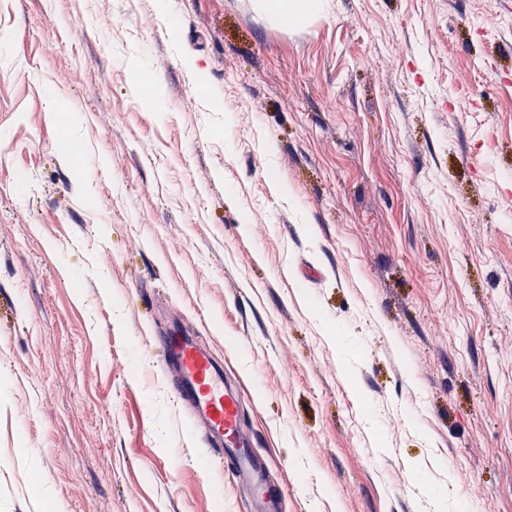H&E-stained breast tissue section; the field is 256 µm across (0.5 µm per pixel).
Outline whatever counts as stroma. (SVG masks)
I'll use <instances>...</instances> for the list:
<instances>
[{"instance_id":"obj_1","label":"stroma","mask_w":512,"mask_h":512,"mask_svg":"<svg viewBox=\"0 0 512 512\" xmlns=\"http://www.w3.org/2000/svg\"><path fill=\"white\" fill-rule=\"evenodd\" d=\"M0 0V512H512V0ZM160 97H153V90ZM277 2L273 4L271 1H263L261 7L290 22L309 19L318 14L323 6V0H281ZM181 334L161 338L163 366L176 396L192 411L209 451L232 461L230 475L246 491V510L275 511L279 494L267 484L266 464L248 448L240 389L224 379L222 365L208 348Z\"/></svg>"}]
</instances>
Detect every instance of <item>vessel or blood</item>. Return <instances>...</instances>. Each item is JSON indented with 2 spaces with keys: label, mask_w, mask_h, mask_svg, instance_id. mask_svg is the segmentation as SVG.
<instances>
[{
  "label": "vessel or blood",
  "mask_w": 512,
  "mask_h": 512,
  "mask_svg": "<svg viewBox=\"0 0 512 512\" xmlns=\"http://www.w3.org/2000/svg\"><path fill=\"white\" fill-rule=\"evenodd\" d=\"M163 366L178 399L192 412L209 451L232 462L230 475L246 491L247 512H275L279 494L267 483V466L251 447L243 422V400L224 377L209 349L187 336H166Z\"/></svg>",
  "instance_id": "b4317fda"
}]
</instances>
